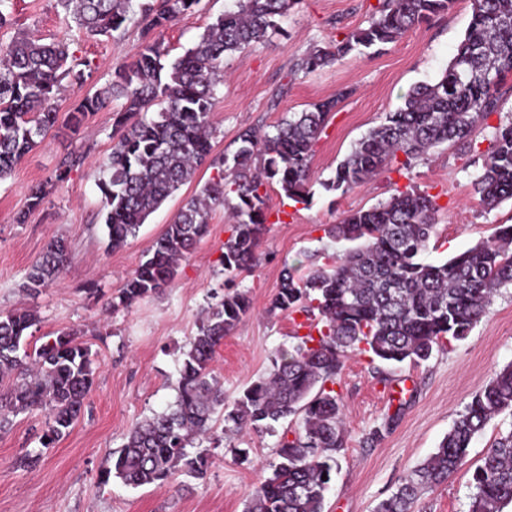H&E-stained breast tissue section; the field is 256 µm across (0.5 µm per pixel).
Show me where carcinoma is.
Listing matches in <instances>:
<instances>
[{
  "label": "carcinoma",
  "instance_id": "cac0c4a2",
  "mask_svg": "<svg viewBox=\"0 0 512 512\" xmlns=\"http://www.w3.org/2000/svg\"><path fill=\"white\" fill-rule=\"evenodd\" d=\"M75 22L93 35L110 36L135 18L146 44L136 60L116 69L101 91L81 97L62 127L75 134L86 118L122 98L112 113V152L101 163L106 248H123L129 237L161 204L186 183L211 153L215 134L218 67L224 56L245 52L266 41L276 18L293 0H233L183 55L166 61L168 51L153 35L200 0H59ZM455 0H380L369 25L355 29L332 46L317 47L297 63L311 72L354 51L399 41L432 16L448 12ZM471 20L456 53L440 77L414 86L401 107L369 132L336 167L328 191L344 193L378 171L448 143L466 141L480 121L499 111V89L512 74V0H471ZM80 61L62 42L42 43L19 33L0 50V180L58 124L55 103L83 77ZM491 70L495 81L472 80L471 70ZM347 96L342 91L311 108L293 112L259 134L246 127L239 147L218 178L181 207L153 243L152 255L120 289L112 306L128 308L158 293L174 280L179 261L209 233L213 206L237 217L224 241V272H249L268 232L269 209L261 187L277 184L284 196L308 202L312 148L328 117ZM404 160H399V156ZM83 153L71 152L57 165L54 181L63 182L80 165ZM490 212L512 199V123L496 128L474 185ZM48 184L30 188L28 209L40 208ZM436 198L413 187L389 200L349 214L328 233L351 244L332 262L304 279L282 269L270 308L300 312L309 332L293 351H278L269 370L233 400L224 421L235 430L271 431L274 424L298 417L291 440L282 441L271 474L253 487L244 512H324L336 455L346 446L339 399L332 385L350 354L369 353L385 363L418 362L447 343L467 338L500 288L512 284V224L497 227L492 239L439 264L420 255L436 233ZM69 258L66 239L54 238L26 274L22 288L37 294L55 283ZM248 292L224 294L205 309L183 353L177 397L165 412L136 422L112 466L101 474L129 487L165 485L182 473L205 477L214 454L218 410L226 408L224 389L212 375L218 348L249 311ZM37 322L29 310L0 314V376L13 377L0 394V430L9 415L47 412L43 447L49 448L78 420L93 385L94 361L74 334L61 331L33 351L27 331ZM512 409V364L505 366L453 422L436 451L406 476L374 512H414L423 490L448 480L469 455L474 437L501 412ZM327 479H322V476ZM469 512H504L512 505V431L487 449L474 473Z\"/></svg>",
  "mask_w": 512,
  "mask_h": 512
}]
</instances>
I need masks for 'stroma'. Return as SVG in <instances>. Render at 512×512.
Wrapping results in <instances>:
<instances>
[{
  "label": "stroma",
  "mask_w": 512,
  "mask_h": 512,
  "mask_svg": "<svg viewBox=\"0 0 512 512\" xmlns=\"http://www.w3.org/2000/svg\"><path fill=\"white\" fill-rule=\"evenodd\" d=\"M378 0H294L268 41L226 55L210 120L217 129L212 157L232 156L238 133L254 126L271 130L291 112L343 93L313 147L309 203L285 198L267 186L270 212L285 211L283 222L270 223L258 249L260 262L251 272L225 274L219 263L235 219L216 207L210 233L183 259L172 284L131 308L111 302L137 266L148 259L154 241L173 222L185 200L216 177L217 168L201 165L191 183L143 224L117 251L105 246L99 164L112 151L111 108L90 115L78 133L50 131L39 145L0 181V313L34 311L38 321L28 345L38 346L61 331L76 332L96 365L95 381L84 411L53 447H42L45 416L19 414L0 433V512H243L253 485L270 473L279 443L290 438L294 419L274 430L226 433L215 448V464L205 478L177 476L169 485L136 489L118 480L101 484L100 473L131 425L164 411L176 398L178 368L201 310L213 298L247 291L251 309L225 336L211 365L227 399H235L270 367L276 351L296 344L292 314L269 312L283 267L306 277L326 256L340 254L345 243L327 234L331 225L357 210L389 200L412 186L436 196L437 233L423 259L441 263L490 239L497 225L512 224V200L484 211L473 190L498 126L512 122V76L501 89L499 112L478 124L471 145H444L413 161L410 168L387 167L348 193L325 191L338 163L355 144L403 103L416 84L434 81L454 56L471 19L470 0H456L445 14L408 32L401 40L366 54L352 53L312 73L295 70L299 58L315 46L326 47L348 31L366 27ZM228 0H200L194 11L168 23L160 39L170 57L191 47ZM11 21L0 27V48L17 33L68 43L85 61L84 80L56 102L67 115L77 97L105 87L115 68L133 62L141 48V31L128 21L112 37L81 29L58 0H12ZM85 152L83 164L67 180L54 184L46 203L28 207V189L53 175L68 153ZM25 223H17L18 214ZM65 237L70 258L60 280L32 295L22 288L27 271L49 241ZM512 362V285L500 289L469 336L453 341L425 361L390 365L369 355L349 357L337 379L347 442L336 456L326 493L325 512H374L447 435L457 414L485 387L495 371ZM382 436L370 441L374 429ZM512 430V411L492 418L475 437L464 464L447 482L426 491L415 512H467L473 475L496 438ZM38 464L20 467L29 453Z\"/></svg>",
  "instance_id": "35a3bbf8"
}]
</instances>
